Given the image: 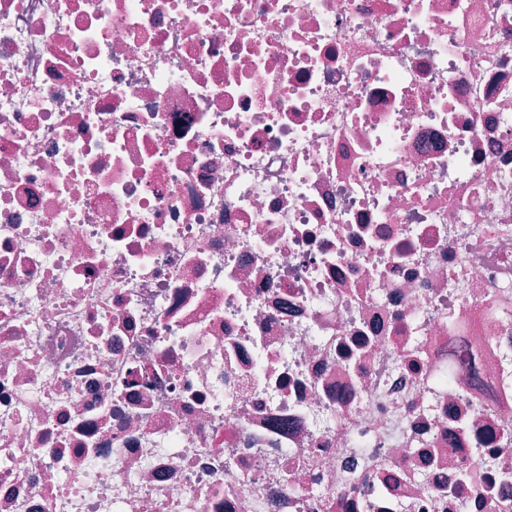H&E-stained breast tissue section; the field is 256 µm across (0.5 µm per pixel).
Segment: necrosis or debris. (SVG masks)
Listing matches in <instances>:
<instances>
[{
  "mask_svg": "<svg viewBox=\"0 0 512 512\" xmlns=\"http://www.w3.org/2000/svg\"><path fill=\"white\" fill-rule=\"evenodd\" d=\"M0 512H512V0H0Z\"/></svg>",
  "mask_w": 512,
  "mask_h": 512,
  "instance_id": "4bbe7bcc",
  "label": "necrosis or debris"
}]
</instances>
